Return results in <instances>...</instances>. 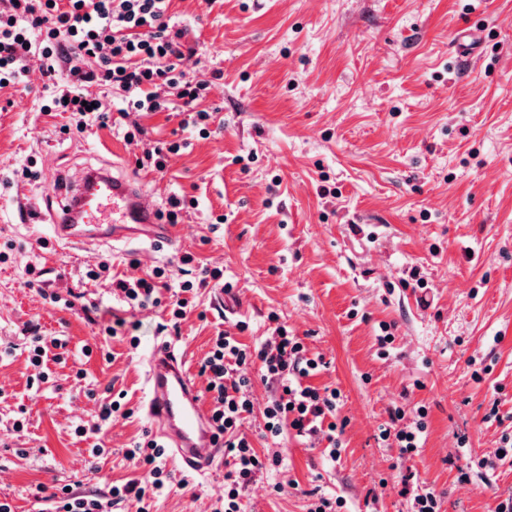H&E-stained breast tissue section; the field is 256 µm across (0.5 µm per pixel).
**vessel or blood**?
I'll return each mask as SVG.
<instances>
[{"instance_id": "obj_1", "label": "vessel or blood", "mask_w": 512, "mask_h": 512, "mask_svg": "<svg viewBox=\"0 0 512 512\" xmlns=\"http://www.w3.org/2000/svg\"><path fill=\"white\" fill-rule=\"evenodd\" d=\"M52 234L59 245H159L174 251L180 242L159 209L145 199L141 183L118 176L109 168L88 169L68 191L52 217ZM149 398L144 414L180 467L202 473L224 456L223 442L211 427V417L190 376L175 338L153 345L141 358Z\"/></svg>"}]
</instances>
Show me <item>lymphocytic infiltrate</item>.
I'll return each mask as SVG.
<instances>
[{
	"label": "lymphocytic infiltrate",
	"mask_w": 512,
	"mask_h": 512,
	"mask_svg": "<svg viewBox=\"0 0 512 512\" xmlns=\"http://www.w3.org/2000/svg\"><path fill=\"white\" fill-rule=\"evenodd\" d=\"M169 4L170 0H7L0 9V89L19 80L29 58L36 56L44 75L54 81L53 95L44 109L67 113V128L75 134L86 133L109 118L107 100L98 97L93 107L85 105L86 87L96 84L119 89L124 103L138 112L180 109L182 127L195 128L200 137L209 136L211 115L199 107L207 85L180 67L182 32L170 23ZM223 278V270L204 268L197 278L177 281L157 267L135 280H113L112 289L133 308L159 304V290H170V314L176 322L192 309L198 290ZM276 332L278 342L272 349L263 344L250 348L229 332H219L201 363L212 400L211 420L232 459L224 475L223 512H242L244 497L267 465L241 431L254 409L246 365H258L264 381L281 389L263 411L271 436L290 429L308 439L322 432L329 441L324 455L333 460L341 455L334 421L339 390L306 385V378L322 367V359L308 357L302 339L290 335L287 327H277ZM425 416V410H418L416 421L407 426L404 410H391L389 425L380 431L381 440L395 439L402 456L416 454L426 429ZM165 454L157 439L143 437L125 452L128 460L144 468L143 480L93 495L64 486L59 512H112L120 502L134 503L137 512H149L157 491L189 484L188 478H176L166 470Z\"/></svg>",
	"instance_id": "f902f5d3"
}]
</instances>
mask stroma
<instances>
[{
  "mask_svg": "<svg viewBox=\"0 0 512 512\" xmlns=\"http://www.w3.org/2000/svg\"><path fill=\"white\" fill-rule=\"evenodd\" d=\"M169 14L185 31L182 69L209 83L208 138L170 112L61 133L65 117L40 110L48 81L36 57L0 89V501L53 512L37 487L77 481L95 493L142 478L124 456L149 427L141 348L169 315L129 310L83 272L106 259L112 274L142 277L177 269L185 251L233 285L201 290L176 334L198 388L214 336L241 321L249 346L285 324L326 362L308 385L341 392L333 461L325 437L266 438L274 389L249 369L255 409L243 430L281 463L252 485L245 512H308L316 493L343 497L346 512H410L407 474L435 490L440 512H494L512 496V462L477 461L512 436V0H171ZM136 123L151 139L185 141L164 173L139 169L142 145L123 137ZM111 163L150 199L197 200L180 252L57 245L64 187ZM27 167L36 178L16 179ZM31 265L42 289L25 284ZM72 293L95 311L64 306ZM114 323L117 336L103 337ZM385 324L395 340L383 351ZM35 333L66 347L32 387ZM108 387L131 415L102 431L106 452L90 471L74 429L94 414L87 391ZM396 405L410 421L426 410L408 458L378 438ZM224 472L158 491L150 512H214Z\"/></svg>",
  "mask_w": 512,
  "mask_h": 512,
  "instance_id": "1",
  "label": "stroma"
}]
</instances>
